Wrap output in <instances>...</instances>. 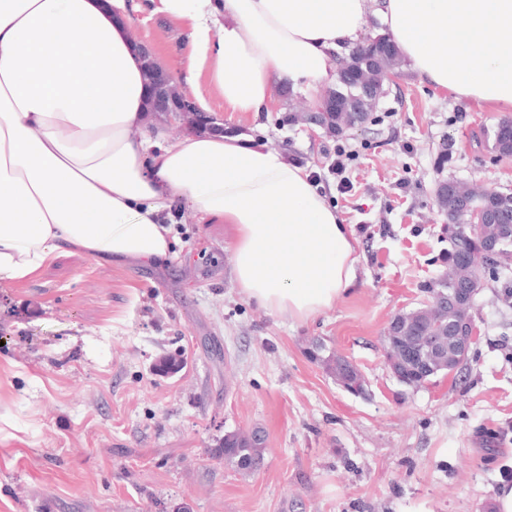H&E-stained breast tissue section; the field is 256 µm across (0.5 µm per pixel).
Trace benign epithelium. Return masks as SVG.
Here are the masks:
<instances>
[{"label": "benign epithelium", "mask_w": 512, "mask_h": 512, "mask_svg": "<svg viewBox=\"0 0 512 512\" xmlns=\"http://www.w3.org/2000/svg\"><path fill=\"white\" fill-rule=\"evenodd\" d=\"M146 64L153 68L147 87L149 117L152 120L182 116L192 127L205 126L209 129L224 130V119L204 112H198L193 101L182 95L174 84L173 76L158 67L151 50H146ZM394 78V73L378 70L369 65L357 66L342 76V88L328 92L311 112H295L298 120L323 129L340 128L344 131L362 127L355 117L357 112L372 111L381 94L383 81ZM335 116L338 124L332 125L327 118ZM448 193L453 195L454 206L446 210L448 223L458 225L459 238L477 237L481 246L477 249H462L457 260L448 266L444 274L445 282L454 286L447 297H438L427 304L424 316L429 327L442 330L440 336H427L425 348L418 354L406 346V337H391L393 343L387 349L390 368L398 380L410 364L421 370L419 376L406 379V383L422 386L437 362L455 374L468 360L472 344L477 336V327L471 315L477 296L483 288L479 281V271L492 258L501 256V235L511 231L495 223L494 215L474 209L471 202L477 196L493 195L511 199L512 194L458 182L445 181ZM336 378L344 386H351L356 392H364L365 379L360 371L350 363H344L336 373Z\"/></svg>", "instance_id": "obj_1"}]
</instances>
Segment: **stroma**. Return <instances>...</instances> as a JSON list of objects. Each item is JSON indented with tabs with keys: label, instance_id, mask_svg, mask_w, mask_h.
<instances>
[{
	"label": "stroma",
	"instance_id": "stroma-1",
	"mask_svg": "<svg viewBox=\"0 0 512 512\" xmlns=\"http://www.w3.org/2000/svg\"><path fill=\"white\" fill-rule=\"evenodd\" d=\"M137 2L133 37L181 78L189 22ZM398 72L370 124L341 135L291 122L315 103L306 90L257 116L229 111L200 77L213 113L307 167L353 226L358 280L316 319L249 301L234 281L232 227L179 208L164 268L71 253L32 281L0 279V512H496L498 486L512 481V263L477 298L480 336L457 378L401 384L386 329L448 266L439 181L512 192V157L486 136L504 115L456 100L408 61ZM170 356L178 369L157 372ZM328 356L359 369L364 393L337 383ZM256 428L260 470L225 468L213 453L225 433Z\"/></svg>",
	"mask_w": 512,
	"mask_h": 512
}]
</instances>
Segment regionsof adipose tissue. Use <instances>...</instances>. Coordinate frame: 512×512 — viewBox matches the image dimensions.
Wrapping results in <instances>:
<instances>
[{
	"instance_id": "obj_1",
	"label": "adipose tissue",
	"mask_w": 512,
	"mask_h": 512,
	"mask_svg": "<svg viewBox=\"0 0 512 512\" xmlns=\"http://www.w3.org/2000/svg\"><path fill=\"white\" fill-rule=\"evenodd\" d=\"M136 0H0V278L33 280L62 253L120 267L169 256V210L234 229L242 293L307 321L354 287L351 225L304 167L259 139L196 130L164 139L147 119ZM192 23L201 65L234 112L275 90L324 93L368 13L414 70L457 99L512 112V0H155Z\"/></svg>"
}]
</instances>
